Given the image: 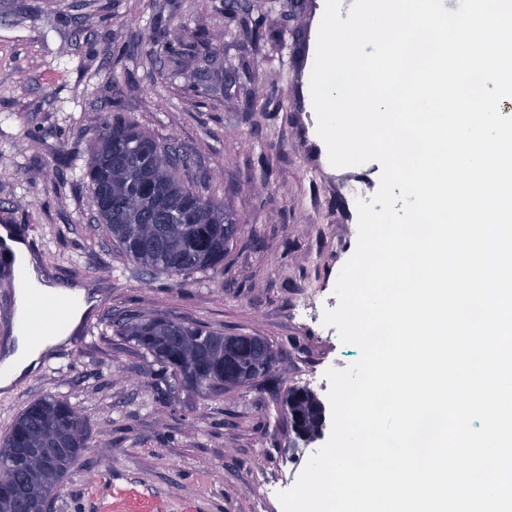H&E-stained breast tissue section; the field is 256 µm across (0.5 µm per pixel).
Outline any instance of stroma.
I'll list each match as a JSON object with an SVG mask.
<instances>
[{
  "instance_id": "1",
  "label": "stroma",
  "mask_w": 512,
  "mask_h": 512,
  "mask_svg": "<svg viewBox=\"0 0 512 512\" xmlns=\"http://www.w3.org/2000/svg\"><path fill=\"white\" fill-rule=\"evenodd\" d=\"M319 0L265 4L271 32L254 62L256 111H239L223 66L171 58L173 39L204 36L223 55L224 0H0V225L22 226L64 285L98 295L83 333L41 370L0 395V436L33 401L65 397L88 427V447L51 512H282L257 509L255 486L298 478L319 448L286 452L283 389L359 357L336 327L296 316L316 291L338 304L337 277L358 238L346 181L378 190L381 166H332L316 115L295 110L317 49ZM134 119L186 162L190 182L240 220L216 271L180 280L147 273L113 242L83 172L113 114ZM166 314L267 338L273 373L203 399L109 321Z\"/></svg>"
}]
</instances>
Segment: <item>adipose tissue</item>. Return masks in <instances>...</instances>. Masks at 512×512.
<instances>
[{"label": "adipose tissue", "mask_w": 512, "mask_h": 512, "mask_svg": "<svg viewBox=\"0 0 512 512\" xmlns=\"http://www.w3.org/2000/svg\"><path fill=\"white\" fill-rule=\"evenodd\" d=\"M0 260L12 270L16 343L0 354V391L9 392L36 374L46 350L67 343L96 300L85 289L56 284L29 247L18 225L0 226Z\"/></svg>", "instance_id": "obj_1"}]
</instances>
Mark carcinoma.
Instances as JSON below:
<instances>
[{
    "mask_svg": "<svg viewBox=\"0 0 512 512\" xmlns=\"http://www.w3.org/2000/svg\"><path fill=\"white\" fill-rule=\"evenodd\" d=\"M246 2L224 0L225 27L233 28L236 42L256 55L267 37L264 16L253 14ZM252 67V58L240 56L230 70L246 79L237 94L242 112L256 109L255 92L247 86ZM183 167L170 146L117 114L98 130L84 174L98 220L122 252L150 272L176 277L222 266L239 224L224 201L183 180ZM110 327L171 370L181 387L205 399L252 384L278 362V350L261 336L226 335L161 314ZM281 409L299 425L289 453L297 451L296 440L321 436L325 406L312 390L287 387ZM51 443L63 446L61 458L26 453ZM86 448L87 426L67 400L47 395L31 403L0 438V512H49L52 496Z\"/></svg>",
    "mask_w": 512,
    "mask_h": 512,
    "instance_id": "obj_1",
    "label": "carcinoma"
}]
</instances>
